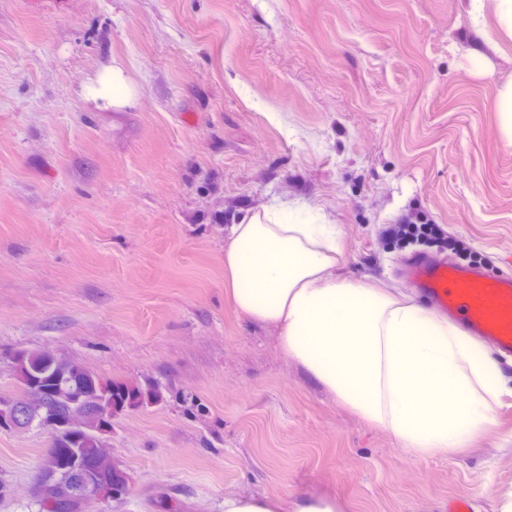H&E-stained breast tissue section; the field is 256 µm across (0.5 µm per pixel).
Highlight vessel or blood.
<instances>
[{
	"instance_id": "b4317fda",
	"label": "vessel or blood",
	"mask_w": 512,
	"mask_h": 512,
	"mask_svg": "<svg viewBox=\"0 0 512 512\" xmlns=\"http://www.w3.org/2000/svg\"><path fill=\"white\" fill-rule=\"evenodd\" d=\"M407 270L438 310L501 355L512 356V277L488 278L423 255L413 256Z\"/></svg>"
}]
</instances>
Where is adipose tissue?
Returning <instances> with one entry per match:
<instances>
[{"mask_svg": "<svg viewBox=\"0 0 512 512\" xmlns=\"http://www.w3.org/2000/svg\"><path fill=\"white\" fill-rule=\"evenodd\" d=\"M86 95L117 109L135 99L116 60L89 80ZM224 240L234 307L276 324L284 354L404 453L460 452L494 424L507 385L482 343L413 298L332 277L335 225L303 206L264 205L226 226ZM224 512L342 510L321 497L287 507L268 496H228Z\"/></svg>", "mask_w": 512, "mask_h": 512, "instance_id": "adipose-tissue-1", "label": "adipose tissue"}]
</instances>
